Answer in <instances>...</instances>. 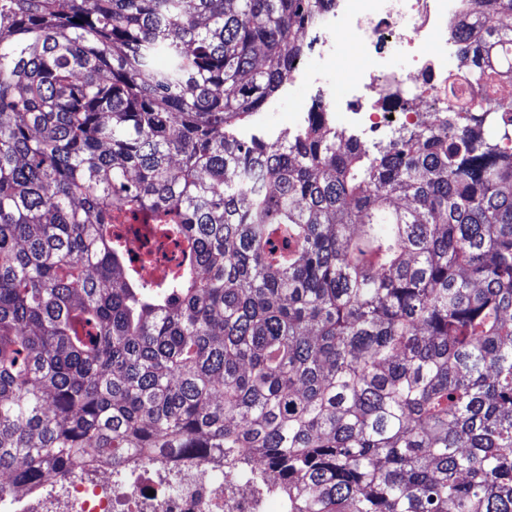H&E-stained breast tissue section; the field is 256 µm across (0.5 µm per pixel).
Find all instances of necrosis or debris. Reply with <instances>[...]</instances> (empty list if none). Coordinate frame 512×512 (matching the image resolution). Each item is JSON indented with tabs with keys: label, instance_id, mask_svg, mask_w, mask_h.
I'll use <instances>...</instances> for the list:
<instances>
[{
	"label": "necrosis or debris",
	"instance_id": "obj_1",
	"mask_svg": "<svg viewBox=\"0 0 512 512\" xmlns=\"http://www.w3.org/2000/svg\"><path fill=\"white\" fill-rule=\"evenodd\" d=\"M476 11L475 0H333L310 30L321 58H333L346 38L368 59L347 104L349 130L393 133L435 122L451 107L492 110L512 101V72L503 71L488 90L467 65L448 66L449 55L459 50L457 31L470 27ZM394 47L407 67L389 64ZM124 468V494L116 492L110 463L90 460L75 481L48 478L33 488H15L0 512H269L267 502L243 476L226 470L220 456L135 451Z\"/></svg>",
	"mask_w": 512,
	"mask_h": 512
}]
</instances>
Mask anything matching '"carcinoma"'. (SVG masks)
Segmentation results:
<instances>
[{"label":"carcinoma","mask_w":512,"mask_h":512,"mask_svg":"<svg viewBox=\"0 0 512 512\" xmlns=\"http://www.w3.org/2000/svg\"><path fill=\"white\" fill-rule=\"evenodd\" d=\"M329 2L0 0V497L142 449L283 512H512V103L243 137Z\"/></svg>","instance_id":"1"}]
</instances>
